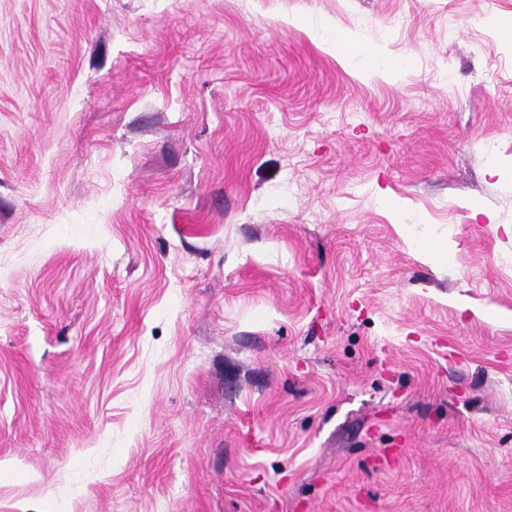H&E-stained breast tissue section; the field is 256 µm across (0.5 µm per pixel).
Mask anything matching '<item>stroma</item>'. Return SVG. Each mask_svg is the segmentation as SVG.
<instances>
[{"label":"stroma","mask_w":512,"mask_h":512,"mask_svg":"<svg viewBox=\"0 0 512 512\" xmlns=\"http://www.w3.org/2000/svg\"><path fill=\"white\" fill-rule=\"evenodd\" d=\"M511 228L512 0H0V512H512Z\"/></svg>","instance_id":"obj_1"}]
</instances>
